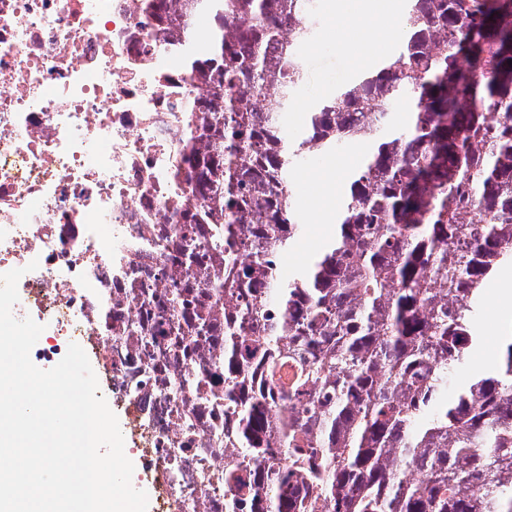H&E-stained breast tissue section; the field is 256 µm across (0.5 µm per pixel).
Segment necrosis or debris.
Masks as SVG:
<instances>
[{
    "instance_id": "4bbe7bcc",
    "label": "necrosis or debris",
    "mask_w": 512,
    "mask_h": 512,
    "mask_svg": "<svg viewBox=\"0 0 512 512\" xmlns=\"http://www.w3.org/2000/svg\"><path fill=\"white\" fill-rule=\"evenodd\" d=\"M174 39L144 0H0V274L23 269L15 316L48 329L32 361L74 342L97 364L156 512H224L223 408L170 391L117 339L143 313L129 276L195 205L177 161L206 88Z\"/></svg>"
}]
</instances>
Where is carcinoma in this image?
<instances>
[{
    "instance_id": "obj_1",
    "label": "carcinoma",
    "mask_w": 512,
    "mask_h": 512,
    "mask_svg": "<svg viewBox=\"0 0 512 512\" xmlns=\"http://www.w3.org/2000/svg\"><path fill=\"white\" fill-rule=\"evenodd\" d=\"M145 6L208 95L182 149L199 209L177 217L163 291L124 333L160 374L211 360L172 390L224 405V512H512V342L445 399L512 262V0H404L394 57L322 100L295 142L280 115L310 0ZM356 143L369 152L333 241L283 278L300 231L288 170Z\"/></svg>"
}]
</instances>
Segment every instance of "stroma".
Masks as SVG:
<instances>
[{"label":"stroma","mask_w":512,"mask_h":512,"mask_svg":"<svg viewBox=\"0 0 512 512\" xmlns=\"http://www.w3.org/2000/svg\"><path fill=\"white\" fill-rule=\"evenodd\" d=\"M346 2L321 0L313 16L316 33L303 45L299 56L304 81L288 111L280 117L289 139L302 136L306 116L321 98L357 77L358 63L364 56L375 54L384 60L397 50L402 5H395L385 16L364 14L362 25L351 26L344 20ZM365 152V146L350 145L330 155L310 153L289 171L301 232L282 255L283 276H294L332 236L344 189ZM510 318L512 302L503 300L497 285H490L475 322L479 341L470 350L466 366L449 377V395L468 387L477 373L498 361L506 343L504 322Z\"/></svg>","instance_id":"35a3bbf8"}]
</instances>
